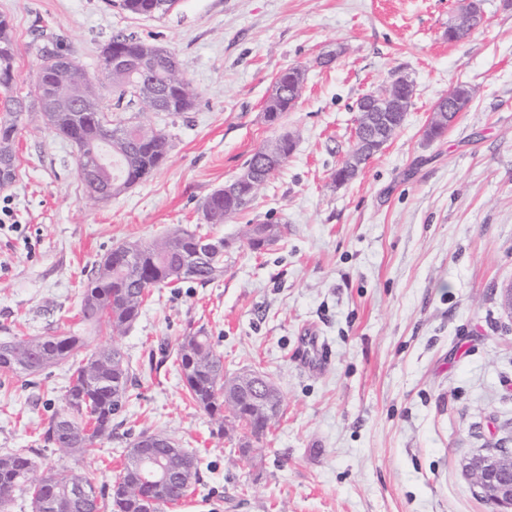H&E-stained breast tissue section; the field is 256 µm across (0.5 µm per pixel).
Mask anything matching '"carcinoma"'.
<instances>
[{
    "label": "carcinoma",
    "instance_id": "cac0c4a2",
    "mask_svg": "<svg viewBox=\"0 0 512 512\" xmlns=\"http://www.w3.org/2000/svg\"><path fill=\"white\" fill-rule=\"evenodd\" d=\"M161 0H122L125 10L135 15H163L170 5L156 7ZM112 46L121 53L127 66L124 71L102 74L112 83L115 109L135 108L133 117L115 116L112 129L105 128L95 113L106 112L103 101H98L95 111H85L71 102L67 106L43 110L42 101L52 88L65 83L71 90L84 96H99L96 84L88 82L81 65L74 72L61 74L54 58L63 52L55 45L45 51L33 85L28 92L31 101L25 105L13 95V83L0 85L4 95L5 116L0 120V165L10 161L11 142L22 121L24 112L37 111L58 134L69 139L78 154L95 151L110 159L109 174H91L79 169L88 193L105 199L109 193L103 187H112L118 195L136 182L146 179L165 161L170 144L165 133L141 120L148 112H188L198 101L199 94L184 76L179 60L172 52L161 55L162 47L124 35L112 37ZM16 46L9 20L0 15V74L14 71ZM155 60L153 78L140 81V66L145 57ZM305 73L299 66L282 69L275 78L277 93L266 101L264 118L277 123L285 113L293 111L300 98ZM296 141L278 136L259 147L246 162L254 171L258 184H239L230 195L212 193L201 209L206 223L222 224L224 220L244 212L262 185L287 161L295 149ZM275 156L276 165L266 163ZM285 233L282 224H246L237 238H220L222 248L208 254L198 253L197 230L175 228L165 236L149 242L138 243L135 252H128L125 244L106 253L95 264L87 280L82 299V317L87 322H103L114 336L125 335L139 317L145 298L154 288L194 280L202 284L215 281L224 273V257L236 247L246 246L254 252L264 250ZM83 347L81 337L62 332L52 336H32L24 340L0 342V370L16 376L39 374L48 371ZM176 362L180 368L186 390L191 400L215 418L217 434L222 436L225 415L229 412L233 423L247 430L257 440L270 432L281 412L282 398L279 391L268 395L276 413L267 416L255 407V400L262 396L258 390L242 389L236 378L224 372V359L211 344L203 330L182 337L176 349ZM134 372L124 353L112 346L103 345L86 354L75 366L66 389L64 405L50 419L45 430L46 441L54 445L63 457L76 459L92 451L94 444L112 434V416L122 412L131 397ZM150 437L157 440L155 468L170 472L167 481L149 488L141 484L140 473L124 466L119 481L108 485H95L77 468L68 465L46 468L36 473V461L30 448H16L0 454V512H10L16 493L30 498L32 512H148L142 497L153 500V512L180 502L188 493L181 471H189L191 480L197 478L196 459L189 452L178 460H161L165 449L177 444L163 434L141 435L130 447ZM82 483L91 491V497L73 500L68 490L74 483Z\"/></svg>",
    "mask_w": 512,
    "mask_h": 512
}]
</instances>
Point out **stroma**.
I'll use <instances>...</instances> for the list:
<instances>
[{
	"label": "stroma",
	"instance_id": "stroma-1",
	"mask_svg": "<svg viewBox=\"0 0 512 512\" xmlns=\"http://www.w3.org/2000/svg\"><path fill=\"white\" fill-rule=\"evenodd\" d=\"M483 10V25L452 43L457 0H176L154 17L108 0H0L19 96L53 39L111 103L99 60L118 33L174 52L200 94L191 111L150 114L169 158L119 195L93 201L75 147L44 123L20 125L16 178L0 186L24 226L0 231V340L65 325L87 349L116 343L136 373L111 436L77 461L95 484L116 480L145 432L198 460L189 495L166 512H492L466 465L512 441V311L501 298L512 286V0ZM291 65L306 71L301 99L268 124L264 104ZM399 72L416 86L404 124L336 185L357 100ZM460 83L472 88L468 109L427 139L437 99ZM285 131L295 151L251 208L205 223L204 199ZM267 220L287 225L279 242L233 249L212 283L154 289L126 336L82 320L83 284L113 246L176 226L232 237ZM199 329L225 371L260 372L282 395L263 459L236 455L245 431L213 435L186 395L175 349ZM308 330L330 349L323 365L299 356ZM81 359L0 372V454L31 448L38 468L61 464L43 431Z\"/></svg>",
	"mask_w": 512,
	"mask_h": 512
}]
</instances>
